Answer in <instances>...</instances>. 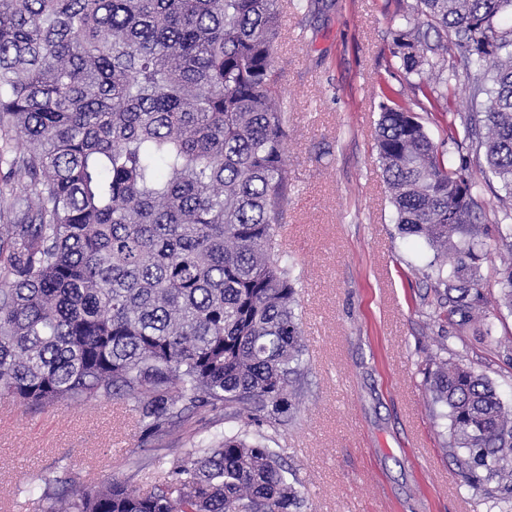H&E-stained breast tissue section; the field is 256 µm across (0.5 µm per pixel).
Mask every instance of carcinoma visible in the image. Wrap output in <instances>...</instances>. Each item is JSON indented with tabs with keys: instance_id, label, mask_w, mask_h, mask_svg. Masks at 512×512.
Returning a JSON list of instances; mask_svg holds the SVG:
<instances>
[{
	"instance_id": "cac0c4a2",
	"label": "carcinoma",
	"mask_w": 512,
	"mask_h": 512,
	"mask_svg": "<svg viewBox=\"0 0 512 512\" xmlns=\"http://www.w3.org/2000/svg\"><path fill=\"white\" fill-rule=\"evenodd\" d=\"M432 43L399 30L393 56L420 100L384 96L377 131L399 231L433 252L437 303L486 322L482 183L414 111L446 112L423 78L463 50L479 110L463 132L485 160L502 251L498 305L512 315V0H416ZM279 0H0V396L21 405L119 396L149 420L168 466L66 489L50 512H301L262 428L288 421L305 376L288 213V133L275 54ZM431 403L462 485L512 512V410L492 381L440 361ZM242 423L185 443L200 412Z\"/></svg>"
}]
</instances>
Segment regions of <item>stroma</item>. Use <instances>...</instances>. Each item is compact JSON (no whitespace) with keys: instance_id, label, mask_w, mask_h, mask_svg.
<instances>
[{"instance_id":"stroma-1","label":"stroma","mask_w":512,"mask_h":512,"mask_svg":"<svg viewBox=\"0 0 512 512\" xmlns=\"http://www.w3.org/2000/svg\"><path fill=\"white\" fill-rule=\"evenodd\" d=\"M416 0H288L276 68L287 112L290 186L283 243L301 278L308 370L274 448L298 480L303 512H496L460 485L432 413L425 370L436 352L496 385L512 409V362L476 326L440 319L423 271L432 258L402 238L377 159L383 92L408 98L414 76L392 55ZM144 425L132 403L29 408L0 399V512H46V479L85 489L135 470Z\"/></svg>"}]
</instances>
